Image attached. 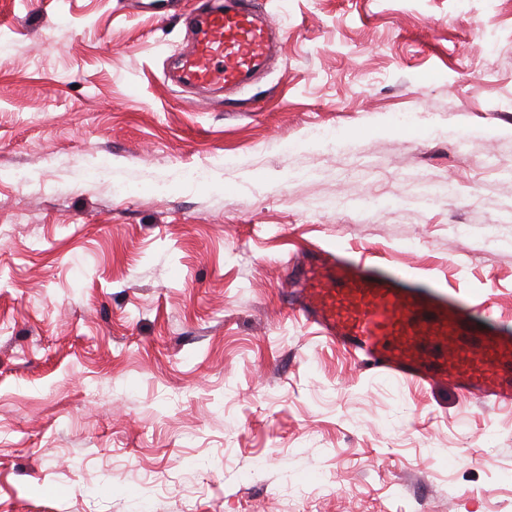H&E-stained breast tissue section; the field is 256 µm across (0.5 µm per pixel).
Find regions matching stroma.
<instances>
[{
    "label": "stroma",
    "mask_w": 512,
    "mask_h": 512,
    "mask_svg": "<svg viewBox=\"0 0 512 512\" xmlns=\"http://www.w3.org/2000/svg\"><path fill=\"white\" fill-rule=\"evenodd\" d=\"M202 2L0 0V512H512V409L281 301L364 252L512 320V0H261L277 56L204 103Z\"/></svg>",
    "instance_id": "stroma-1"
}]
</instances>
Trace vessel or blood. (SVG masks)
Listing matches in <instances>:
<instances>
[{"label":"vessel or blood","instance_id":"vessel-or-blood-1","mask_svg":"<svg viewBox=\"0 0 512 512\" xmlns=\"http://www.w3.org/2000/svg\"><path fill=\"white\" fill-rule=\"evenodd\" d=\"M191 22L194 40L174 75L182 85L246 84L276 48L278 29L257 0H208ZM288 281L287 305L362 369L512 407V326L491 308L411 272L325 251L289 262Z\"/></svg>","mask_w":512,"mask_h":512}]
</instances>
